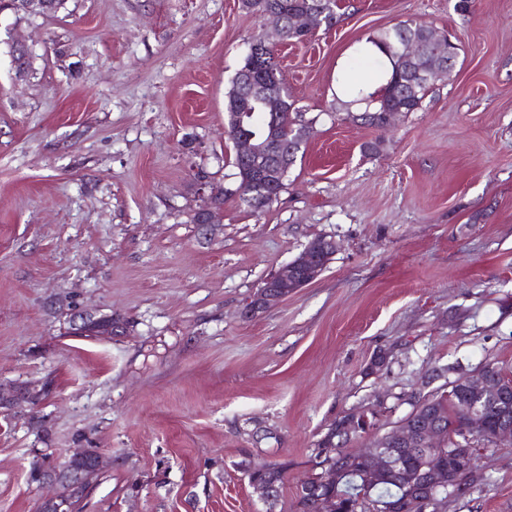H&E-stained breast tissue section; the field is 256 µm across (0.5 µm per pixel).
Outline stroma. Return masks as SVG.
Wrapping results in <instances>:
<instances>
[{
	"label": "stroma",
	"mask_w": 512,
	"mask_h": 512,
	"mask_svg": "<svg viewBox=\"0 0 512 512\" xmlns=\"http://www.w3.org/2000/svg\"><path fill=\"white\" fill-rule=\"evenodd\" d=\"M338 3L333 26L276 48L311 127L261 212L234 193L224 132V95L264 25L241 0L0 14V389L51 385L0 412V512H38L33 463L80 448L105 459L82 512H267L247 457L288 462L274 512H295L336 418L375 408L388 430L437 368L512 375V0ZM407 20L460 44L455 71L421 110L363 125L341 78L370 75L358 47ZM203 181L230 191L207 238L191 222ZM319 237L336 252L318 280L243 317ZM79 311L129 330L68 335ZM477 465L482 481L438 512H512V444L482 445Z\"/></svg>",
	"instance_id": "obj_1"
}]
</instances>
